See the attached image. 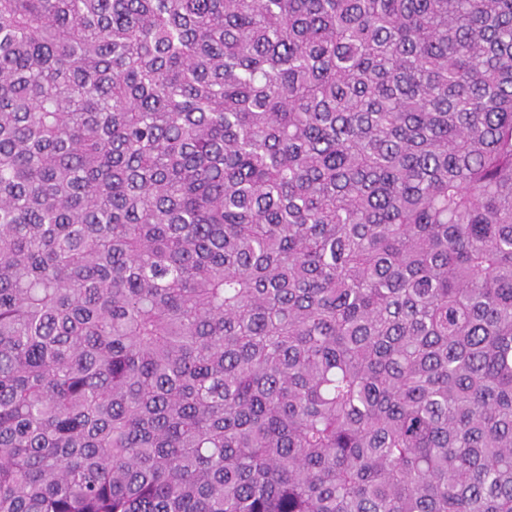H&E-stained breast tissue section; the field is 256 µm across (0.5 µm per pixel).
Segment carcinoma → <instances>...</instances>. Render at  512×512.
<instances>
[{
  "label": "carcinoma",
  "mask_w": 512,
  "mask_h": 512,
  "mask_svg": "<svg viewBox=\"0 0 512 512\" xmlns=\"http://www.w3.org/2000/svg\"><path fill=\"white\" fill-rule=\"evenodd\" d=\"M0 512H512V0H0Z\"/></svg>",
  "instance_id": "cac0c4a2"
}]
</instances>
